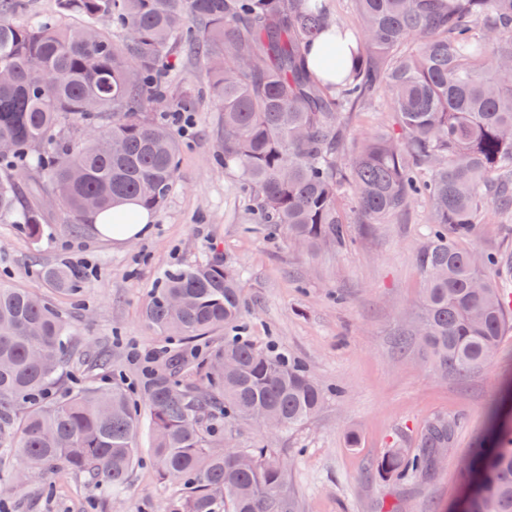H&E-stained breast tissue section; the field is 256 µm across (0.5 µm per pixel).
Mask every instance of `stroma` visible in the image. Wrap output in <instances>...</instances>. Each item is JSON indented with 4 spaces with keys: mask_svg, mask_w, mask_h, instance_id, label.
Here are the masks:
<instances>
[{
    "mask_svg": "<svg viewBox=\"0 0 512 512\" xmlns=\"http://www.w3.org/2000/svg\"><path fill=\"white\" fill-rule=\"evenodd\" d=\"M380 105L351 113L346 134L361 143L395 131L392 113ZM222 114L204 103L195 128L184 139L174 187L154 210L150 232L130 244L73 227L62 207H46L44 234L31 241L15 225L0 224V283L38 290L78 334L75 349H106L108 369L77 363L68 380L77 386L119 383L132 403L142 404L143 373L129 358L131 347L169 350L159 359L192 356L190 343L148 329L142 311L164 270L216 258L239 268L245 299V334L257 347L286 352L304 363L327 391L322 410L302 427L270 432L257 424L225 420L224 440L240 448H264L271 457L292 459L288 480L301 512H449L461 490L459 461L487 432L493 403L512 409V328L497 355L466 378L434 370L430 351L412 333L423 288L419 252L429 223L425 204L384 224L361 223L350 194L339 205L348 221L345 245L309 250L286 234L270 237L251 226L250 202L236 173L217 159L216 131ZM472 247L512 253V228L488 211L476 225ZM92 263L83 292L67 297L38 277L40 267ZM439 418H456L452 451L425 484L382 480L373 471L388 448L415 449L421 431ZM16 456L0 450V512H165L180 484L163 479L141 448L128 483L105 490L53 468L45 487L33 478L14 481Z\"/></svg>",
    "mask_w": 512,
    "mask_h": 512,
    "instance_id": "35a3bbf8",
    "label": "stroma"
}]
</instances>
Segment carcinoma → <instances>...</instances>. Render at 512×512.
<instances>
[{
    "label": "carcinoma",
    "instance_id": "1",
    "mask_svg": "<svg viewBox=\"0 0 512 512\" xmlns=\"http://www.w3.org/2000/svg\"><path fill=\"white\" fill-rule=\"evenodd\" d=\"M82 19L75 29L45 17L12 19L0 0V155L7 170L35 174L82 224L89 211L122 200L153 210L174 184L181 141L166 120L194 113L208 97L222 112L217 134L224 169L254 201L256 224L284 228L304 248L343 245L340 194L350 190L367 224H384L412 203L433 224L420 251L424 279L417 336L438 372L465 376L497 354L512 323L503 278L512 258L466 247L485 211L512 213V0H353L363 42L336 83L322 86L304 57L330 33L327 0H58ZM103 16L128 38L115 45ZM194 57L206 90L168 98L172 60ZM399 132L355 148L346 114L371 105L381 85ZM0 223L36 241L43 212L0 177ZM43 280L80 288L69 264ZM243 288L225 263L168 269L143 309L148 326L200 341L230 327L224 345L193 366L153 371L142 386L148 443L164 478L184 491L168 512H299L290 464L264 449L218 452L223 419L257 420L261 410L294 429L322 409L326 393L300 361L261 350L238 329ZM71 325L29 288L0 285V447L14 448L17 480L62 463L108 489L124 486L138 461L140 420L119 385L90 386L45 400L69 355ZM458 420L438 419L419 450L391 448L377 463L385 478L426 483L451 447ZM495 444L466 456L483 476L472 512H512V423Z\"/></svg>",
    "mask_w": 512,
    "mask_h": 512
}]
</instances>
